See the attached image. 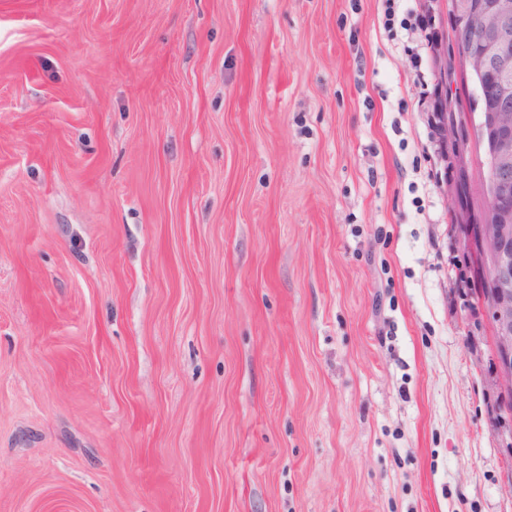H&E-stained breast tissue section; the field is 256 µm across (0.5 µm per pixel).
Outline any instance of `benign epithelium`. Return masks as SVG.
<instances>
[{"instance_id":"7a95c632","label":"benign epithelium","mask_w":512,"mask_h":512,"mask_svg":"<svg viewBox=\"0 0 512 512\" xmlns=\"http://www.w3.org/2000/svg\"><path fill=\"white\" fill-rule=\"evenodd\" d=\"M460 18L459 50L468 62L482 97L483 82H496L492 107L479 105L475 131L484 146L487 169L486 206L468 236L479 258V288L469 302L482 312L490 328L492 363L500 393L498 427L502 449L512 458V211L503 201L512 195V0H454Z\"/></svg>"}]
</instances>
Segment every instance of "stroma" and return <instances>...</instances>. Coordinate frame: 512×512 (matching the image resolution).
<instances>
[{"mask_svg":"<svg viewBox=\"0 0 512 512\" xmlns=\"http://www.w3.org/2000/svg\"><path fill=\"white\" fill-rule=\"evenodd\" d=\"M422 4L0 0V512H512Z\"/></svg>","mask_w":512,"mask_h":512,"instance_id":"obj_1","label":"stroma"}]
</instances>
